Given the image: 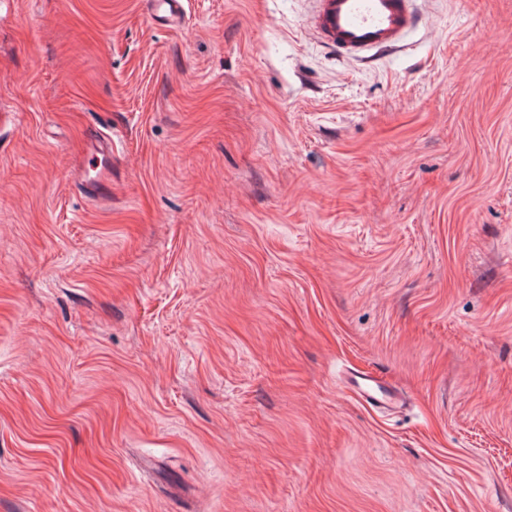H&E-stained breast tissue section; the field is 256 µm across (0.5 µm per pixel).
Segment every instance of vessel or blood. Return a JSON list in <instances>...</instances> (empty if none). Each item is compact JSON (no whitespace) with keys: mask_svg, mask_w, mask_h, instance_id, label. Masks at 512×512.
I'll return each mask as SVG.
<instances>
[{"mask_svg":"<svg viewBox=\"0 0 512 512\" xmlns=\"http://www.w3.org/2000/svg\"><path fill=\"white\" fill-rule=\"evenodd\" d=\"M413 0H313L312 26L322 43L342 58L365 60L378 52L399 48L403 38L423 24ZM86 154L89 174L80 179L86 194L100 196L112 189V141L89 138ZM346 384L373 407L396 401L395 391L370 384L357 373H348Z\"/></svg>","mask_w":512,"mask_h":512,"instance_id":"b4317fda","label":"vessel or blood"}]
</instances>
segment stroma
Returning <instances> with one entry per match:
<instances>
[{
	"label": "stroma",
	"mask_w": 512,
	"mask_h": 512,
	"mask_svg": "<svg viewBox=\"0 0 512 512\" xmlns=\"http://www.w3.org/2000/svg\"><path fill=\"white\" fill-rule=\"evenodd\" d=\"M182 7L0 8V512H512V0ZM312 26L322 43L342 58L365 60L401 47L423 24L414 0H313ZM86 142L89 169L79 183L90 196L106 195L112 190V140L107 136H94ZM375 384L372 385L369 382ZM346 384L355 389L364 401L373 407H384L394 403L398 398L393 390L381 389L373 379H366L356 372H349L345 378Z\"/></svg>",
	"instance_id": "stroma-1"
}]
</instances>
